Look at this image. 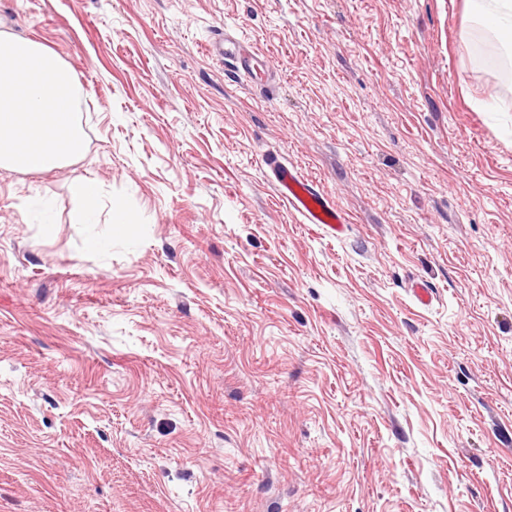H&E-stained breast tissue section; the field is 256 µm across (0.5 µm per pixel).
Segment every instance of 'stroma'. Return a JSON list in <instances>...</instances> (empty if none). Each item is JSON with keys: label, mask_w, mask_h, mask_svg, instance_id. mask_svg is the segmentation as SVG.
I'll return each instance as SVG.
<instances>
[{"label": "stroma", "mask_w": 512, "mask_h": 512, "mask_svg": "<svg viewBox=\"0 0 512 512\" xmlns=\"http://www.w3.org/2000/svg\"><path fill=\"white\" fill-rule=\"evenodd\" d=\"M0 21L67 63L85 135L64 167L0 168V512H512V48L465 0ZM218 28L271 78L208 57ZM270 157L341 236L281 202ZM266 164L278 197L302 217L303 223L320 224L333 237L345 232L349 224L347 215L336 207L334 200L321 194L312 181L292 165L275 159H269Z\"/></svg>", "instance_id": "1"}]
</instances>
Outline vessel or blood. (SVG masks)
I'll return each mask as SVG.
<instances>
[{"mask_svg":"<svg viewBox=\"0 0 512 512\" xmlns=\"http://www.w3.org/2000/svg\"><path fill=\"white\" fill-rule=\"evenodd\" d=\"M208 55L218 60H234L240 65L248 83H255L258 71L268 68V55L255 51L242 40L218 32L206 45ZM270 178L278 196L304 223L318 224L330 235L338 236L346 229L348 218L331 198L321 194L294 166L276 160L268 161Z\"/></svg>","mask_w":512,"mask_h":512,"instance_id":"vessel-or-blood-1","label":"vessel or blood"}]
</instances>
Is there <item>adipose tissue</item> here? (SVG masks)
I'll return each mask as SVG.
<instances>
[{
  "instance_id": "adipose-tissue-1",
  "label": "adipose tissue",
  "mask_w": 512,
  "mask_h": 512,
  "mask_svg": "<svg viewBox=\"0 0 512 512\" xmlns=\"http://www.w3.org/2000/svg\"><path fill=\"white\" fill-rule=\"evenodd\" d=\"M79 89L60 57L0 31V168L50 171L84 148L75 116Z\"/></svg>"
}]
</instances>
